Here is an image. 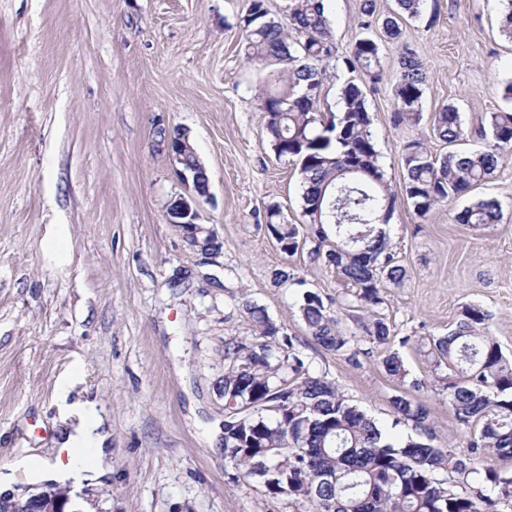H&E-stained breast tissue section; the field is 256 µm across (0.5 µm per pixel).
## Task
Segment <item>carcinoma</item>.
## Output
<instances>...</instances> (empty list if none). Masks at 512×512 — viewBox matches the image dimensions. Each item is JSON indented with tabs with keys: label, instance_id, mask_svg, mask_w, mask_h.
Segmentation results:
<instances>
[{
	"label": "carcinoma",
	"instance_id": "obj_1",
	"mask_svg": "<svg viewBox=\"0 0 512 512\" xmlns=\"http://www.w3.org/2000/svg\"><path fill=\"white\" fill-rule=\"evenodd\" d=\"M383 19L375 0H363L358 24L369 31L381 22L384 37L400 45L398 81L393 88V123L418 124L427 71L404 41L403 22L421 14L422 0H396ZM283 25L266 0H249L243 17L246 61L264 62L265 92L257 107L275 155L298 162L303 176V212L309 218L311 255L325 256L344 282L343 305L367 313L362 333L343 329L321 296L306 290L299 312L312 340L357 365L368 354L362 344H386L392 334L378 315L385 283L406 273L392 253L387 234L377 229L392 218L396 194L379 162L362 89L352 81L339 92L336 110L321 109L327 69L335 57L324 0H281ZM380 44L358 38L343 58L377 82L383 68ZM435 138L453 145L466 138L460 113L444 106L433 113ZM484 147L434 154L419 139L402 151V191L416 215L465 195L512 159V107L490 113L480 132ZM502 207L478 199L456 216L460 224H496ZM267 230L283 252L300 247V228L267 210ZM242 310L252 339L224 341V453L234 468L269 495L307 502L313 512H500L512 507V359L490 332V314L476 304L461 308L445 336L421 339L433 374H410L391 352L385 373L399 385L392 399V426L406 423L426 434L394 443L374 419L352 405L324 375L310 370L296 338L280 335L266 309L249 300ZM448 394L463 426L467 453L433 444L428 410L411 399L427 388ZM455 475L448 485V475ZM482 490L473 492L472 484Z\"/></svg>",
	"mask_w": 512,
	"mask_h": 512
}]
</instances>
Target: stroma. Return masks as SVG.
Here are the masks:
<instances>
[{
    "instance_id": "stroma-1",
    "label": "stroma",
    "mask_w": 512,
    "mask_h": 512,
    "mask_svg": "<svg viewBox=\"0 0 512 512\" xmlns=\"http://www.w3.org/2000/svg\"><path fill=\"white\" fill-rule=\"evenodd\" d=\"M361 3L325 0L339 56L360 34ZM248 5L0 0V472L12 474L13 492L40 490L32 468L52 469L62 417L86 404L108 439L102 474L67 488L73 512H311L264 493L224 456V342L251 336L246 299L384 428L396 385L382 358L398 351L413 376L429 375L414 339L447 334L463 305L490 313L512 356V162L425 217L399 205L388 234L407 275L382 290L389 345H370L356 366L308 337L298 291L274 284L277 269L293 270L347 331L361 312L338 303L344 286L324 259L305 247L286 254L268 233V206L289 223L307 219L299 166L276 157L256 105L264 67L244 60ZM501 15L500 0H423L404 22L429 73L425 118L413 127L392 120L395 44L383 42L379 83L339 67L327 104L340 81L361 86L392 188L407 139L446 152L427 120L443 105L461 115L462 148L483 147L479 129L505 108L512 78ZM176 127L209 176L200 221L217 238L212 255L167 221L184 185L159 131ZM484 197L500 201L499 223L456 222ZM413 398L429 408L436 444L459 441L446 393Z\"/></svg>"
}]
</instances>
